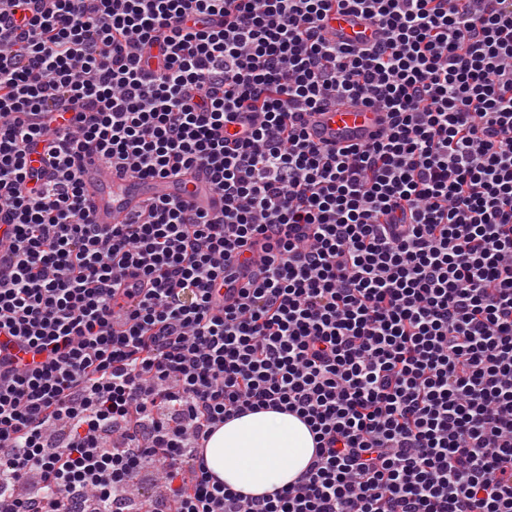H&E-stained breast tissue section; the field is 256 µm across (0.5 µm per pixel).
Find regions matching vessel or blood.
Returning <instances> with one entry per match:
<instances>
[{
  "label": "vessel or blood",
  "mask_w": 512,
  "mask_h": 512,
  "mask_svg": "<svg viewBox=\"0 0 512 512\" xmlns=\"http://www.w3.org/2000/svg\"><path fill=\"white\" fill-rule=\"evenodd\" d=\"M323 26L325 34L340 43L372 42L378 38L377 29L357 14L329 13ZM386 121L384 113L359 102L336 101L304 116L311 140L330 149L370 141ZM82 171L84 194L97 224L120 223L157 199L186 198L196 208L214 215L224 208L221 196L215 193L209 180L196 171L177 178L138 179L118 169L105 170L94 158L84 161Z\"/></svg>",
  "instance_id": "obj_1"
}]
</instances>
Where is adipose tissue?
<instances>
[{
    "mask_svg": "<svg viewBox=\"0 0 512 512\" xmlns=\"http://www.w3.org/2000/svg\"><path fill=\"white\" fill-rule=\"evenodd\" d=\"M314 441L295 415L261 410L230 419L207 440V465L225 484L249 496L293 482L314 454Z\"/></svg>",
    "mask_w": 512,
    "mask_h": 512,
    "instance_id": "ef3b65f1",
    "label": "adipose tissue"
}]
</instances>
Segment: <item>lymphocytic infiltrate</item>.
Masks as SVG:
<instances>
[{"instance_id": "f902f5d3", "label": "lymphocytic infiltrate", "mask_w": 512, "mask_h": 512, "mask_svg": "<svg viewBox=\"0 0 512 512\" xmlns=\"http://www.w3.org/2000/svg\"><path fill=\"white\" fill-rule=\"evenodd\" d=\"M343 97L387 125L329 150ZM89 149L206 171L222 220L93 223ZM0 224V512H124L149 463L171 512H512V0H0ZM270 409L315 454L247 496L204 443ZM324 33L340 43H357L375 41L378 31L366 19L352 13L330 12L323 22ZM304 125L311 140L334 149L364 143L386 126V114L360 102H340L304 114Z\"/></svg>"}]
</instances>
